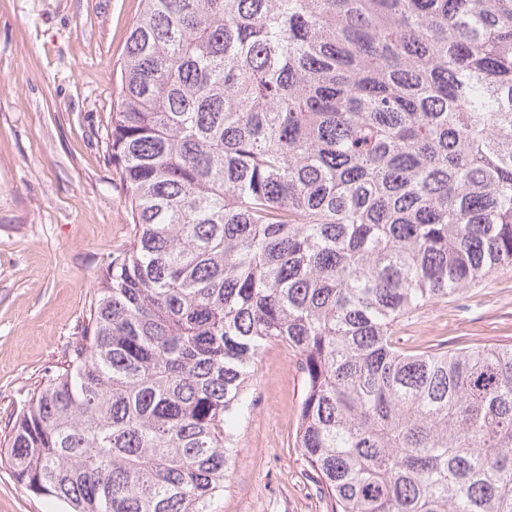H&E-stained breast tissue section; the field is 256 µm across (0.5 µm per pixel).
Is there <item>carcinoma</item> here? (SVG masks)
Returning a JSON list of instances; mask_svg holds the SVG:
<instances>
[{
    "label": "carcinoma",
    "mask_w": 512,
    "mask_h": 512,
    "mask_svg": "<svg viewBox=\"0 0 512 512\" xmlns=\"http://www.w3.org/2000/svg\"><path fill=\"white\" fill-rule=\"evenodd\" d=\"M128 243L4 439L63 512H212L263 350L331 512H512V346L398 320L512 266V0H145Z\"/></svg>",
    "instance_id": "cac0c4a2"
}]
</instances>
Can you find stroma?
Wrapping results in <instances>:
<instances>
[{
    "label": "stroma",
    "instance_id": "1",
    "mask_svg": "<svg viewBox=\"0 0 512 512\" xmlns=\"http://www.w3.org/2000/svg\"><path fill=\"white\" fill-rule=\"evenodd\" d=\"M143 0H0V438L29 394L64 365L131 215L106 130ZM416 350L512 344V266L394 329ZM302 377L268 345L235 424L213 512H329L292 444ZM0 512H61L0 459Z\"/></svg>",
    "mask_w": 512,
    "mask_h": 512
}]
</instances>
